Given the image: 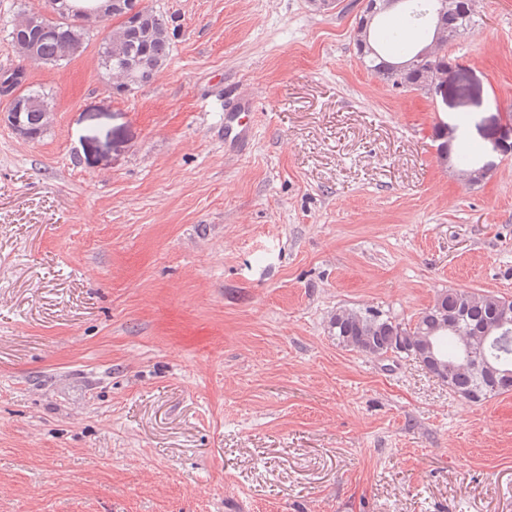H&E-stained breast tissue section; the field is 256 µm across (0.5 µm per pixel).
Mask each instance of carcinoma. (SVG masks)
I'll return each mask as SVG.
<instances>
[{
  "instance_id": "cac0c4a2",
  "label": "carcinoma",
  "mask_w": 512,
  "mask_h": 512,
  "mask_svg": "<svg viewBox=\"0 0 512 512\" xmlns=\"http://www.w3.org/2000/svg\"><path fill=\"white\" fill-rule=\"evenodd\" d=\"M27 8H20L8 33L18 66H58L86 51L92 31L72 29L61 19L43 28L30 25ZM404 26L379 31V24L360 26L354 31L362 66L384 84L424 91L444 80L448 71V44L456 43L482 24L480 0H407L402 9ZM126 11L112 13L117 24L110 28L109 42L97 46L98 69L116 89H139L149 85L167 65L175 38L172 18L151 6L143 7L136 23L125 18ZM411 27L428 40L425 50L430 66L411 65L399 76L390 70L393 58L403 57L410 44L404 28ZM20 107L21 119L43 136L50 123L47 95L9 67H0V107ZM463 179L475 184L480 167L461 151L456 156ZM512 322V300L472 291H446L434 304L419 312L410 326L371 309L339 310L328 321V334L337 344L380 357L402 337L404 345L416 349L429 341L441 361L442 371H427L448 384L458 397L480 402L512 391V339L487 341L483 328L502 317Z\"/></svg>"
}]
</instances>
